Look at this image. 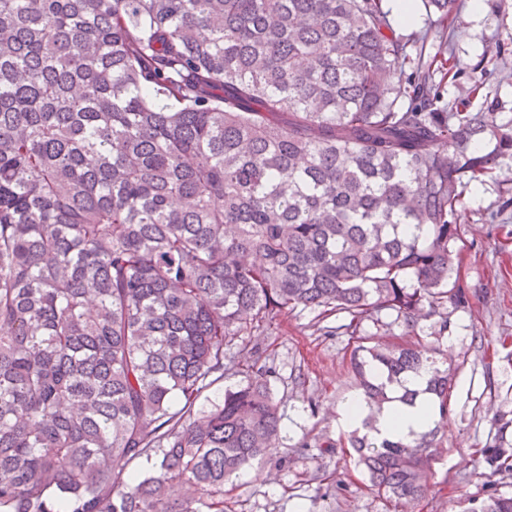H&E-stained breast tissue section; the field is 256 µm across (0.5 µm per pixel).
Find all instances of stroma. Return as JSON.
Segmentation results:
<instances>
[{
  "label": "stroma",
  "mask_w": 512,
  "mask_h": 512,
  "mask_svg": "<svg viewBox=\"0 0 512 512\" xmlns=\"http://www.w3.org/2000/svg\"><path fill=\"white\" fill-rule=\"evenodd\" d=\"M459 3L463 23L447 32L457 65L439 91L445 102L464 103L467 111L510 118L512 0H486L478 18L472 0ZM482 73L483 93L471 94L472 77ZM463 200L460 276L470 306L450 317L455 388L445 451L432 469L422 512H464L469 501L490 491L512 493V470L487 476L475 454L497 435L512 440V161H503L485 184L467 185ZM250 345L275 370L270 384L281 400V456L226 483L224 512H386L353 450L342 445L349 428L340 408L353 393L346 337L321 335L312 313L299 309L279 315ZM496 415L509 420L505 431L493 423ZM327 441L336 449L324 455L319 446Z\"/></svg>",
  "instance_id": "1"
}]
</instances>
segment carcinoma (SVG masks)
I'll list each match as a JSON object with an SVG mask.
<instances>
[{"mask_svg": "<svg viewBox=\"0 0 512 512\" xmlns=\"http://www.w3.org/2000/svg\"><path fill=\"white\" fill-rule=\"evenodd\" d=\"M408 62L382 0H0V512H224L281 438L243 337L298 308L348 337L369 490L416 512L454 389L424 333L470 304L448 217L512 160V118ZM418 65L447 76L448 42ZM384 312L414 341H381ZM423 368L433 425L376 437ZM480 454L492 475L512 442Z\"/></svg>", "mask_w": 512, "mask_h": 512, "instance_id": "obj_1", "label": "carcinoma"}]
</instances>
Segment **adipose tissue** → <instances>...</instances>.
Instances as JSON below:
<instances>
[{
    "instance_id": "obj_1",
    "label": "adipose tissue",
    "mask_w": 512,
    "mask_h": 512,
    "mask_svg": "<svg viewBox=\"0 0 512 512\" xmlns=\"http://www.w3.org/2000/svg\"><path fill=\"white\" fill-rule=\"evenodd\" d=\"M427 379L428 375L424 372L406 378L404 385L407 389L416 391L415 400L410 404L394 401L386 405L375 423L376 436L408 439L432 425L435 410L425 391Z\"/></svg>"
}]
</instances>
